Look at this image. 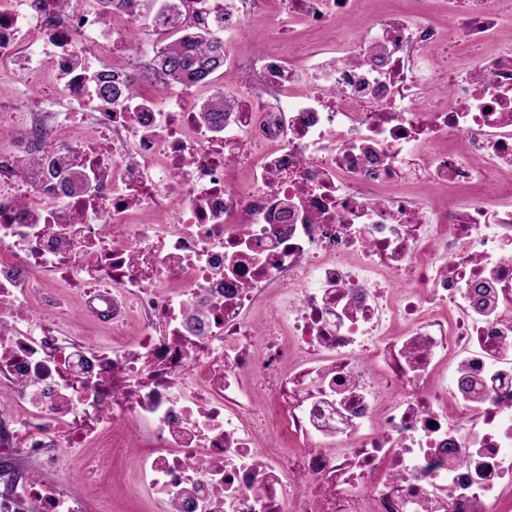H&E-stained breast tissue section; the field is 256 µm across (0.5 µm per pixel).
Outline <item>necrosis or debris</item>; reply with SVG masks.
<instances>
[{
  "label": "necrosis or debris",
  "mask_w": 512,
  "mask_h": 512,
  "mask_svg": "<svg viewBox=\"0 0 512 512\" xmlns=\"http://www.w3.org/2000/svg\"><path fill=\"white\" fill-rule=\"evenodd\" d=\"M173 2L0 0V460L29 464L0 512H100L48 476L129 420L152 512H512V0H280L349 33L225 57L221 118L196 84L102 102L166 82L137 23L230 33L267 0Z\"/></svg>",
  "instance_id": "necrosis-or-debris-1"
}]
</instances>
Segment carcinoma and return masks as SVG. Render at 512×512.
<instances>
[{"instance_id":"carcinoma-1","label":"carcinoma","mask_w":512,"mask_h":512,"mask_svg":"<svg viewBox=\"0 0 512 512\" xmlns=\"http://www.w3.org/2000/svg\"><path fill=\"white\" fill-rule=\"evenodd\" d=\"M158 58L169 84H207L224 68V41L204 29L185 30L162 48ZM201 111L206 118L223 113L224 93L217 92L202 101Z\"/></svg>"}]
</instances>
